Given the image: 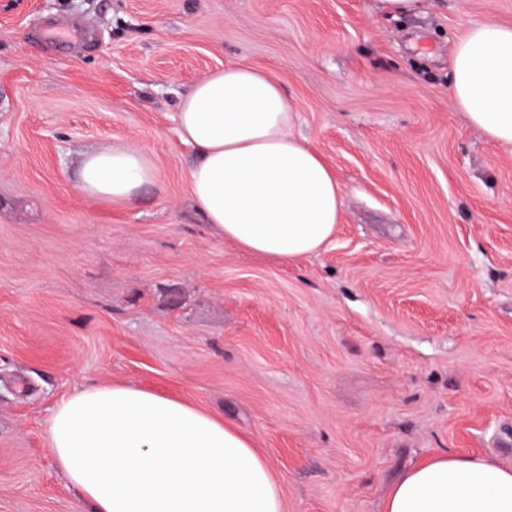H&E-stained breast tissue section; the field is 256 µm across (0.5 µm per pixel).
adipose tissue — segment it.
I'll return each instance as SVG.
<instances>
[{
  "instance_id": "adipose-tissue-1",
  "label": "adipose tissue",
  "mask_w": 512,
  "mask_h": 512,
  "mask_svg": "<svg viewBox=\"0 0 512 512\" xmlns=\"http://www.w3.org/2000/svg\"><path fill=\"white\" fill-rule=\"evenodd\" d=\"M453 99L468 123L512 145V26L470 28L454 47ZM299 107L269 72L233 64L180 97L181 140L197 153L191 193L205 223L240 248L283 263L336 231L343 188L294 132ZM159 182L146 152L83 159L78 185L115 202ZM46 445L92 512H284L280 483L251 441L217 414L127 384L80 386L58 399ZM384 512H512V467L440 454L394 485Z\"/></svg>"
}]
</instances>
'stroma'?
I'll list each match as a JSON object with an SVG mask.
<instances>
[{
	"label": "stroma",
	"instance_id": "1",
	"mask_svg": "<svg viewBox=\"0 0 512 512\" xmlns=\"http://www.w3.org/2000/svg\"><path fill=\"white\" fill-rule=\"evenodd\" d=\"M0 0V512H90L45 439L75 387L222 414L284 512H383L439 453L512 466V147L464 119L456 42L512 0ZM65 22L68 39L52 37ZM267 69L335 170L331 241L284 264L191 195L177 102ZM144 150L160 183L83 193L82 156Z\"/></svg>",
	"mask_w": 512,
	"mask_h": 512
}]
</instances>
